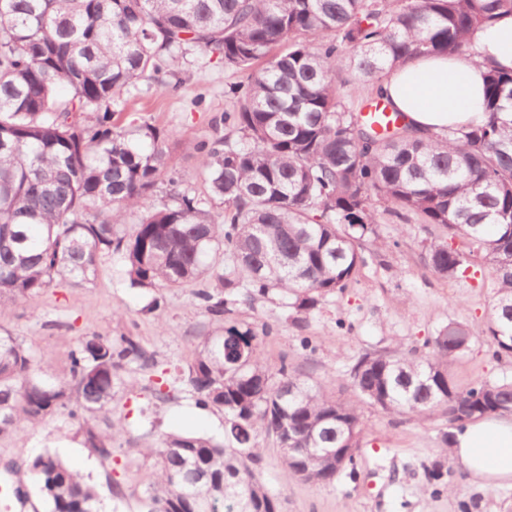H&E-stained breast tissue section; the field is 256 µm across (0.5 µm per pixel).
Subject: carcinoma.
I'll use <instances>...</instances> for the list:
<instances>
[{
    "instance_id": "obj_1",
    "label": "carcinoma",
    "mask_w": 512,
    "mask_h": 512,
    "mask_svg": "<svg viewBox=\"0 0 512 512\" xmlns=\"http://www.w3.org/2000/svg\"><path fill=\"white\" fill-rule=\"evenodd\" d=\"M504 15L512 0H0V313L56 282L93 283L112 253L132 287L212 279L216 292L197 297L216 316L217 293L250 307L280 293L309 313L365 263L381 206L465 241L464 251L430 242L436 274L455 276L473 255L492 266L487 331L511 351L512 71L488 72L486 122L444 139L404 122L379 131L349 94L359 81L383 100L394 68L458 54ZM188 47L245 77L224 91L213 137L192 145L209 197L224 203L220 220L174 180L170 199L153 200L172 161L169 136L112 122L130 88L175 75ZM472 339L451 321L420 360L366 352L345 374L351 396L338 399L285 359L266 368L251 328L204 337L182 378L198 406L224 413L225 442L164 435L149 449L156 474L140 512H210L212 501L218 512H280L261 478L259 436L274 439L288 478L327 483L354 465L361 403L417 419L439 412L453 426L504 413L512 383L462 388L449 371ZM42 361L0 332V440L65 410L84 447L112 462L123 434L114 404L134 385L125 366L150 356L132 336L92 334L61 373ZM11 470L26 476L15 494L31 484L49 512H104L97 488L55 454Z\"/></svg>"
}]
</instances>
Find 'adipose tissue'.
I'll list each match as a JSON object with an SVG mask.
<instances>
[{"label":"adipose tissue","instance_id":"ef3b65f1","mask_svg":"<svg viewBox=\"0 0 512 512\" xmlns=\"http://www.w3.org/2000/svg\"><path fill=\"white\" fill-rule=\"evenodd\" d=\"M491 64L512 69V16L474 32L459 55L423 56L398 68L382 90L420 134L444 136L486 120L483 90ZM449 454L473 480L512 484V418L467 423L456 431Z\"/></svg>","mask_w":512,"mask_h":512}]
</instances>
